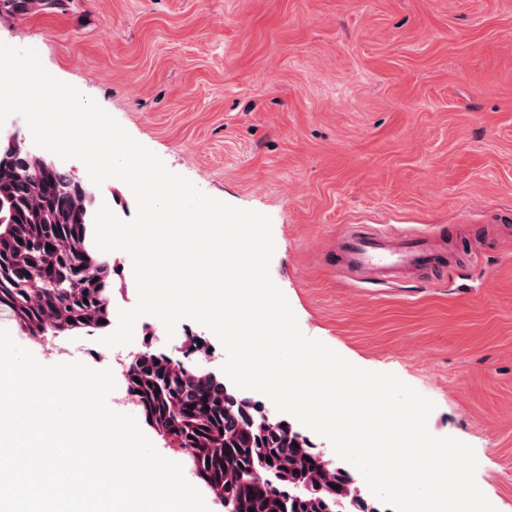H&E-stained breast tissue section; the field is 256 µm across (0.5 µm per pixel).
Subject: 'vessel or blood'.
Instances as JSON below:
<instances>
[{"mask_svg":"<svg viewBox=\"0 0 512 512\" xmlns=\"http://www.w3.org/2000/svg\"><path fill=\"white\" fill-rule=\"evenodd\" d=\"M338 270L364 286L393 285L397 275L420 269H439L446 251L441 237L373 229L348 232L336 243Z\"/></svg>","mask_w":512,"mask_h":512,"instance_id":"obj_1","label":"vessel or blood"}]
</instances>
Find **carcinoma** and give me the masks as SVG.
<instances>
[{"mask_svg":"<svg viewBox=\"0 0 512 512\" xmlns=\"http://www.w3.org/2000/svg\"><path fill=\"white\" fill-rule=\"evenodd\" d=\"M10 152L13 164L0 162V306L20 316L18 327L34 336L106 328L112 267L90 249V195L73 191L69 173H45L24 152L7 147L0 157ZM126 383L146 423L188 455L207 483L228 493L227 512H348L343 478L323 466L314 444L278 418L266 433L250 432L243 411L224 399L217 376L200 377L186 362L147 348ZM263 456L286 482L308 483L313 492L280 502Z\"/></svg>","mask_w":512,"mask_h":512,"instance_id":"cac0c4a2","label":"carcinoma"}]
</instances>
